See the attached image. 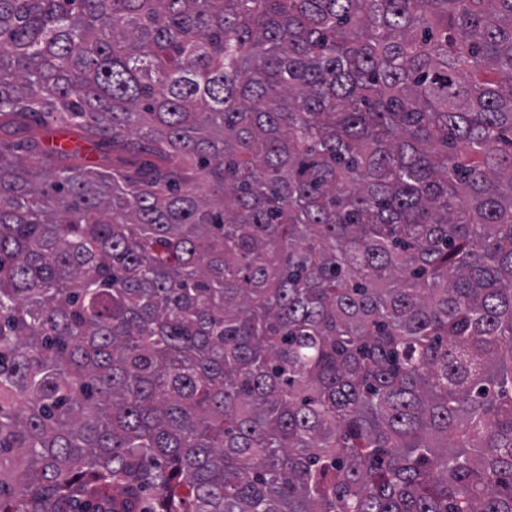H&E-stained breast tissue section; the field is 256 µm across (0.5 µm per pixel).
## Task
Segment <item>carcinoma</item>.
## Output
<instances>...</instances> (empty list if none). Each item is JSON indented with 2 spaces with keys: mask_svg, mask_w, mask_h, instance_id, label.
<instances>
[{
  "mask_svg": "<svg viewBox=\"0 0 512 512\" xmlns=\"http://www.w3.org/2000/svg\"><path fill=\"white\" fill-rule=\"evenodd\" d=\"M0 512H512V0H0Z\"/></svg>",
  "mask_w": 512,
  "mask_h": 512,
  "instance_id": "1",
  "label": "carcinoma"
}]
</instances>
